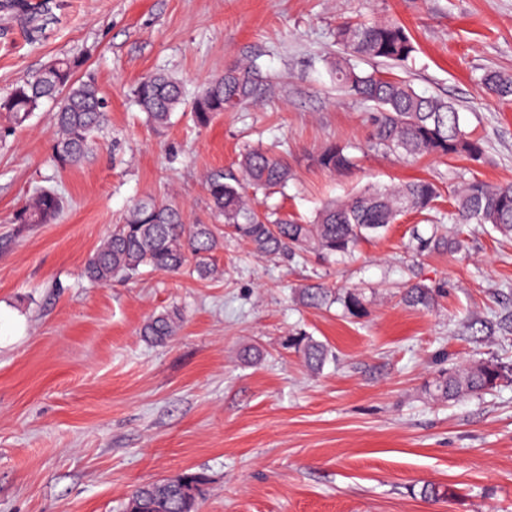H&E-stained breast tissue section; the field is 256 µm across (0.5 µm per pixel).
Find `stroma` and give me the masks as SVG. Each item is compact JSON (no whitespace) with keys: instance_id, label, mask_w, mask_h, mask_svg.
Returning <instances> with one entry per match:
<instances>
[{"instance_id":"1","label":"stroma","mask_w":512,"mask_h":512,"mask_svg":"<svg viewBox=\"0 0 512 512\" xmlns=\"http://www.w3.org/2000/svg\"><path fill=\"white\" fill-rule=\"evenodd\" d=\"M29 2L20 15L0 0V98L68 58L98 85L109 122L64 169L52 103L21 125L0 112V512H124L135 486L187 470L209 478L198 512H512V381L448 403L423 392L445 367H512V240L449 224L462 252L420 254L412 234L431 227L408 214L338 262L256 256L228 235L213 278L146 270L100 286L81 275L140 199L215 223L204 175L258 145L295 174L261 208L307 218L368 184L430 180L444 212L462 178L512 182V103L480 85L488 70L512 72V0ZM346 18L406 26L418 52L400 76L457 108L480 160L367 150L368 108L326 66ZM241 62L260 95L208 127L180 110L155 129L134 102L145 75L175 77L191 98ZM332 140L351 145V173L316 165ZM39 187L61 193L63 212L16 232ZM312 281L361 293L363 316L302 305ZM414 283L433 289L431 308L405 302ZM170 308L178 336L146 341L144 321ZM296 333L329 347L322 370L289 350ZM427 484L445 498H425Z\"/></svg>"}]
</instances>
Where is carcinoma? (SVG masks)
<instances>
[{
    "label": "carcinoma",
    "instance_id": "obj_1",
    "mask_svg": "<svg viewBox=\"0 0 512 512\" xmlns=\"http://www.w3.org/2000/svg\"><path fill=\"white\" fill-rule=\"evenodd\" d=\"M340 52L327 62L336 84L351 96L372 106L370 148L403 159L463 157L477 161L483 155L480 140L462 127L460 113L448 101L418 94L411 83L389 73L366 72L358 60H378L404 66L417 48L406 28L390 21L372 23L345 19L336 27ZM79 62L60 59L30 79L18 84L11 94L0 98V111L25 122L45 100L56 103L53 113L55 160L62 168L80 163L93 146L95 133L106 123L103 98L92 79L82 80L75 72ZM486 90L499 100L512 102V76L489 71L482 76ZM134 97L157 129L166 128L172 114L184 104L180 82L162 73L142 78ZM257 97V78L251 65H237L209 80L192 101L195 124L207 126L215 114L233 110ZM317 165L329 173L354 167L349 147L330 142L319 150ZM240 173L213 169L204 187L213 213L223 218L224 231L246 241L261 256L316 253L343 260L358 244L383 234L400 216L422 214L433 209L438 198L436 186L427 180L399 185L368 187L341 200H329L312 221L261 213L252 204L248 190L286 188L291 168L281 156L254 148L241 156ZM62 208L60 196L48 189L36 192L31 203L18 210L14 223L26 227L54 220ZM449 220L454 224H489L504 237H512V183L489 184L477 178L461 181L454 192ZM420 253L448 248L455 255L462 243L435 229L431 235L416 236ZM224 247V236L214 224H187L177 207L147 197L135 203L113 225L112 233L88 257L83 275L99 285L129 280L149 268L164 274L187 272L207 279L218 272L216 252ZM303 305L326 306L334 300L331 288L313 283L299 289ZM413 307L430 308L433 294L420 284L409 287L405 297ZM345 311L353 317L363 314L360 295L347 291L340 297ZM181 313L165 310L150 316L140 334L147 341L163 344L177 336ZM288 348L299 354L305 366L320 370L328 359L326 344L305 334L288 338ZM505 379V369L492 361H479L439 371L426 386L436 402L457 401L489 391ZM208 478L200 471L187 470L174 478L138 486L131 492L126 512H197L205 495Z\"/></svg>",
    "mask_w": 512,
    "mask_h": 512
}]
</instances>
